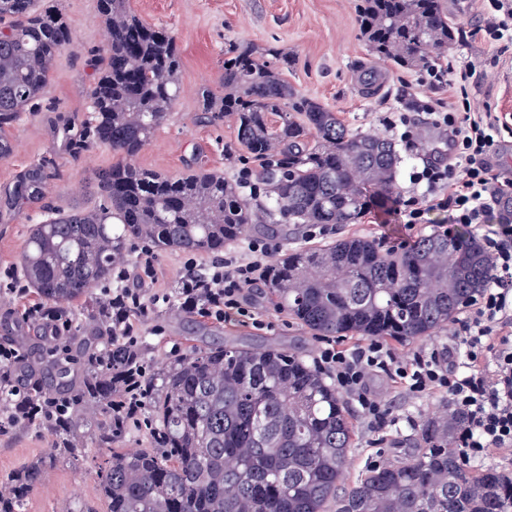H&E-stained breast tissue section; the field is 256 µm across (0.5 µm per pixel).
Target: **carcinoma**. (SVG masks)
Returning <instances> with one entry per match:
<instances>
[{
    "label": "carcinoma",
    "instance_id": "obj_1",
    "mask_svg": "<svg viewBox=\"0 0 512 512\" xmlns=\"http://www.w3.org/2000/svg\"><path fill=\"white\" fill-rule=\"evenodd\" d=\"M0 0V159L13 153L11 130L46 93L57 56L72 41L59 7ZM106 25V63L90 90V115L71 132L75 153L103 146L121 161L93 182L99 203L75 206L34 225L18 270L44 311L79 323L87 314L103 335L73 336L84 377L59 397L32 378L23 394L14 367H0V433L41 419L48 400L68 405L50 423L65 451L77 452L74 417L102 416L95 439L111 449L98 472L106 512H512V473L475 469L454 448L463 413L423 420L408 458L371 466L341 497L354 429L336 386L277 345L194 347L167 368L146 370L142 349L111 335L112 308L91 290L112 282V265L132 241L183 252H219L245 237L257 216L224 175L171 177L133 158L166 121L178 95L174 37L139 18L130 0H97ZM360 27L372 50L403 67L455 40L443 0H360ZM224 94L201 92L202 111L235 117L239 144L264 160L258 179L274 197L268 224H356L395 200L401 156L386 138L351 133L338 115L296 92L252 46L224 50ZM281 118L278 125L269 115ZM43 167L13 197L40 194ZM490 261L465 231L431 234L410 249L384 252L372 238H342L273 258L266 272L276 304L315 335L355 334L406 341L456 321L489 283ZM83 301L86 312L74 307ZM140 376L157 448L114 447L130 420L114 408ZM51 461L35 458L9 473L0 512H24Z\"/></svg>",
    "mask_w": 512,
    "mask_h": 512
}]
</instances>
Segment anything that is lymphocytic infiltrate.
I'll return each instance as SVG.
<instances>
[{
  "mask_svg": "<svg viewBox=\"0 0 512 512\" xmlns=\"http://www.w3.org/2000/svg\"><path fill=\"white\" fill-rule=\"evenodd\" d=\"M430 84L455 87L451 111L437 110L421 99L412 113L399 112L384 120L406 150L420 153L425 144L416 130L414 112L426 114L435 140L448 146L447 157L423 161L409 177L418 193L397 195L409 227L426 215L443 211L452 224L473 229L487 252L489 285L448 334L447 343L404 354L379 337L344 344L320 340L315 364L349 399L372 428L387 425L392 410L372 387L382 380L404 385L417 396L444 394L467 415V425L455 443L460 456L475 459L493 452L512 453V179L495 173L490 155L501 120L473 111L466 69L432 68ZM496 223H489V215ZM279 251L272 240L252 238L243 250H231L212 262L205 281H191L185 293L199 302V313L232 323L254 319L247 297ZM155 276L154 255L143 249L135 267H112L108 305L125 314L148 317L143 290Z\"/></svg>",
  "mask_w": 512,
  "mask_h": 512,
  "instance_id": "lymphocytic-infiltrate-1",
  "label": "lymphocytic infiltrate"
}]
</instances>
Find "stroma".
Here are the masks:
<instances>
[{"instance_id": "1", "label": "stroma", "mask_w": 512, "mask_h": 512, "mask_svg": "<svg viewBox=\"0 0 512 512\" xmlns=\"http://www.w3.org/2000/svg\"><path fill=\"white\" fill-rule=\"evenodd\" d=\"M357 4L358 0H131L138 16L166 28L175 37L181 55L177 75L180 95L168 120L135 157V164L171 176L206 169L236 179L245 151L237 140L234 119L225 116L210 122L201 110L202 89L222 90L224 51L232 43L260 49L288 84L336 112L353 133L385 135L382 119L385 113L407 110L402 99L407 88L448 110L453 102L448 86L419 85L418 68L399 66L371 50L360 29ZM447 6L456 39L448 48L433 52L431 62L454 70L470 66L475 111L492 112L508 122L495 137L491 162L496 173L512 178V42L484 40L482 30L488 12L483 0H447ZM61 7L73 40L57 57L46 94L15 126L12 155L0 159V268L16 266L30 229L49 217L51 210L94 205L91 186L95 173L117 160L104 147L75 154L66 146L63 128L87 117L88 94L105 65L106 51L96 0H61ZM368 73L380 82L372 94L366 93L363 85ZM39 164L47 174L42 194L13 198L16 185ZM447 221V213L433 211L426 217V228L412 230L395 208L368 213L360 223L336 229L335 235L373 237L383 248L396 249L413 244L426 232H438ZM155 258L157 280L144 293L157 303L149 321L140 326L144 357L151 369L169 365L191 347L222 342L276 344L306 362L314 361L317 337L277 306L264 284L250 291L259 325L230 326L171 303V296L182 290L186 277L184 253L159 250ZM39 301L34 291L20 296L0 286V322H23L25 338L19 343L20 349L35 343L50 357H65L70 331L51 335L48 326L27 314ZM382 391L399 421L376 430L355 405H348L354 437L342 489H349L366 466L403 458L414 446L416 422L448 404L441 394L418 398L405 388L387 385ZM78 436L82 448L77 458L59 457L48 468L25 512H80L87 506L106 512L96 471L107 451L92 444L88 426H81ZM53 449L54 436L46 424L18 426L1 434L0 477L33 457L51 454Z\"/></svg>"}]
</instances>
